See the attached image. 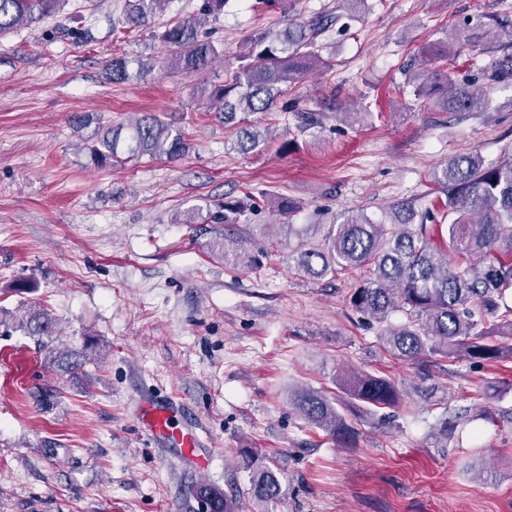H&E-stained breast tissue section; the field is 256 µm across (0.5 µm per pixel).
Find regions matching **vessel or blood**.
<instances>
[{"label": "vessel or blood", "mask_w": 512, "mask_h": 512, "mask_svg": "<svg viewBox=\"0 0 512 512\" xmlns=\"http://www.w3.org/2000/svg\"><path fill=\"white\" fill-rule=\"evenodd\" d=\"M136 416L144 430L180 464L203 469L208 465L204 443L193 425L179 426L186 410L170 398H153L137 402Z\"/></svg>", "instance_id": "obj_1"}]
</instances>
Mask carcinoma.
I'll use <instances>...</instances> for the list:
<instances>
[{
	"mask_svg": "<svg viewBox=\"0 0 512 512\" xmlns=\"http://www.w3.org/2000/svg\"><path fill=\"white\" fill-rule=\"evenodd\" d=\"M59 2L0 0V34L43 18ZM171 2L125 0L122 23L158 38L167 50L171 72L211 66L220 48L205 26L224 15L228 0H200L196 14L170 20L159 33L152 31L157 13ZM364 2L342 0L343 13H318L275 35L260 29L244 39L230 77L203 91L224 124H238L233 149L243 154L264 150L268 136L237 119L238 114L290 110L285 101L288 90L310 71L330 66L321 55V39L346 31ZM473 40L467 19L450 33L445 49L464 48ZM129 66L125 55L112 56V82L129 80ZM486 80L485 86L459 84L445 70H424L408 83L418 97L443 91V108L449 112H482L490 105L488 87L512 81V51L504 50L489 64ZM189 148L185 133L143 116L127 126L109 127L92 150L104 161L119 162L143 155L175 160ZM439 182L446 186L445 198L420 214L398 203L388 224L351 213L337 224L305 225L297 232L295 269L316 280L340 270L368 269L369 276L351 289L347 301L381 325L380 338L399 357L418 361L440 355L450 362L464 358L477 365L512 359V307L503 303V295L512 289V157L487 161L478 151L451 157ZM241 211L240 204L226 203L210 214V222L223 224ZM397 311L405 314L406 322L387 323ZM16 328L40 342L54 335L52 318L43 309L30 308L19 318L0 308V335ZM339 385L346 394L342 399L303 389L295 394L294 404L307 423L343 443L352 435L347 417L370 420L399 404V388L384 376L353 374L339 378ZM249 494L257 505L279 500L282 484L277 470H253ZM194 495L206 512H243L240 500L212 484L199 483Z\"/></svg>",
	"mask_w": 512,
	"mask_h": 512,
	"instance_id": "cac0c4a2",
	"label": "carcinoma"
}]
</instances>
